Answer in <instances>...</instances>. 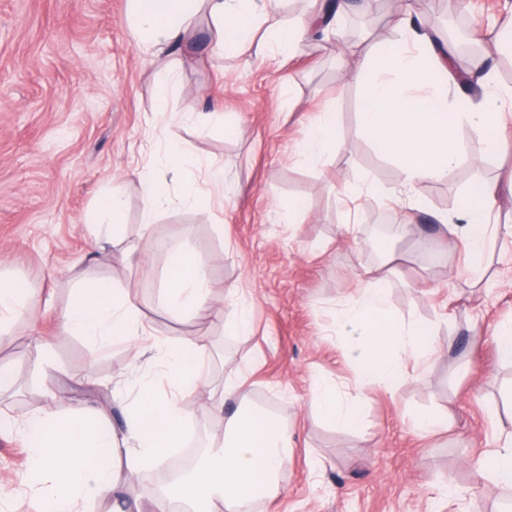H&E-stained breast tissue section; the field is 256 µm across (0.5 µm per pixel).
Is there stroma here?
<instances>
[{
	"instance_id": "stroma-1",
	"label": "stroma",
	"mask_w": 512,
	"mask_h": 512,
	"mask_svg": "<svg viewBox=\"0 0 512 512\" xmlns=\"http://www.w3.org/2000/svg\"><path fill=\"white\" fill-rule=\"evenodd\" d=\"M128 6L0 0V273L49 300L10 323L0 340L7 375L0 413L97 406L122 427L138 380L167 390L161 362L184 339L199 338L210 346L213 385L240 375L250 409L275 413L294 434L279 490L257 500L256 512H512V502L472 468L491 448L494 424L512 420V361L498 356L495 343L498 330L512 325V237L493 239L476 275L464 242L444 236L434 219L453 212L472 182L504 181L512 152L462 160L447 179L421 182L416 200H391L400 171L361 128L363 89L338 65L344 49L371 50L405 13L428 18L430 0H393L372 18L344 14L336 37L310 36L283 67L269 59L259 32L246 54L212 52L205 16L187 46L147 55ZM478 14L490 19L475 33L487 67L497 84L512 86L497 42L512 21V0H467L464 18ZM162 67L177 92L157 82ZM163 96L170 112L155 114ZM216 108L232 134L207 128L203 116ZM324 109L336 114V143L312 167L299 147ZM170 141L186 144L195 163L176 179L158 157L168 194L146 227L134 170L146 143ZM211 161L223 165L225 186L205 184L202 166ZM188 183L204 191L193 206L182 201ZM370 185L380 194L346 201V190ZM112 193L123 202L127 234L143 239L137 275L105 241L97 203ZM296 199L305 209L292 216L288 203ZM409 221L417 231L402 235ZM185 230L215 282L236 290L249 310L253 336H229L222 321L174 317L160 306L169 252L156 243ZM365 265L386 272L393 308L428 326L439 348L410 380L390 390L373 384L357 428L332 427L309 401L316 382L340 386L353 375L336 310ZM80 273L129 289L155 345L153 362H133L124 345L62 331L58 313ZM422 412L448 413V431L418 433L413 418ZM26 458L21 433L0 425V480L15 490L0 512L45 510L38 491L21 481Z\"/></svg>"
}]
</instances>
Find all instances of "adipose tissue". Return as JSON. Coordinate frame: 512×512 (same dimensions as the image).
Instances as JSON below:
<instances>
[{"mask_svg":"<svg viewBox=\"0 0 512 512\" xmlns=\"http://www.w3.org/2000/svg\"><path fill=\"white\" fill-rule=\"evenodd\" d=\"M130 2L133 27L146 50L182 44L205 10L216 27L214 50L248 52L253 32L260 29L283 65L321 21L311 14L283 23L279 0ZM350 73L364 91L361 126L399 167L404 192H412L421 181L447 177L460 159L455 134L461 125L486 133L472 148V159L512 148L507 137L512 129V88L486 92L475 109L468 102L451 101L458 82L448 42L423 31L413 17H404L394 37L375 51L353 60ZM335 140V113L320 112L301 147L304 161L321 163ZM504 188L512 191V179L504 185L471 184L454 219L443 223L448 234H463L474 270L482 268L494 233L489 214ZM160 290L172 314L188 310L205 319L223 315L215 303L217 290L209 265L182 242L171 247ZM337 318L358 336L348 352L354 377L343 394L316 384L311 404L324 422L353 427L372 383L390 388L409 380L410 365L430 357L437 345L426 327L394 311L385 277L370 268L359 274L356 294L340 305ZM60 324L64 332L94 342L127 344L138 361L152 350L138 307L130 292L122 289L77 280ZM207 352V345L197 339L174 348L165 366L170 393L161 395L152 385L141 384L123 429L108 426L105 416L83 413L48 412L18 420L29 448L26 476L30 482L45 484L49 512H85L88 500L108 498L122 478L153 466L166 450L183 446L199 396L211 385L203 361ZM292 442L287 426L272 412L231 417L223 448L210 452L203 465L178 485L177 495L187 504L203 505L204 512H253L257 499L276 492ZM480 469L483 477L512 489V424L497 426L494 447L481 459Z\"/></svg>","mask_w":512,"mask_h":512,"instance_id":"ef3b65f1","label":"adipose tissue"}]
</instances>
